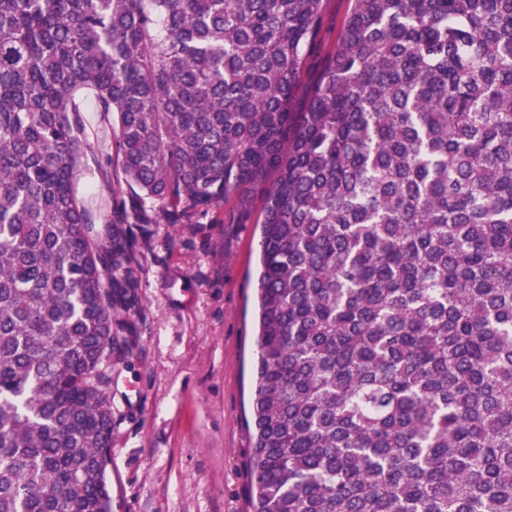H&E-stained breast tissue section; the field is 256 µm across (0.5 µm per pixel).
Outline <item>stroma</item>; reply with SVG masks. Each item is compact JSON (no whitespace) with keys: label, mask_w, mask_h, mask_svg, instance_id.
Wrapping results in <instances>:
<instances>
[{"label":"stroma","mask_w":512,"mask_h":512,"mask_svg":"<svg viewBox=\"0 0 512 512\" xmlns=\"http://www.w3.org/2000/svg\"><path fill=\"white\" fill-rule=\"evenodd\" d=\"M350 0H323L305 49L310 87L334 48ZM87 151L77 191L96 220L124 190L115 128L83 100ZM268 185L181 224L158 214L131 227L139 285L129 357L104 363L112 378V512H247L258 224Z\"/></svg>","instance_id":"1"}]
</instances>
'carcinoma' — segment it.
<instances>
[{
    "label": "carcinoma",
    "instance_id": "obj_1",
    "mask_svg": "<svg viewBox=\"0 0 512 512\" xmlns=\"http://www.w3.org/2000/svg\"><path fill=\"white\" fill-rule=\"evenodd\" d=\"M0 0V512H112L129 215L77 195L79 96L176 224L272 174L250 512H512V0ZM350 0H323L322 24L316 38L305 48L302 88L295 99V111L302 109L308 88L316 81L328 54L334 48L341 23L349 11Z\"/></svg>",
    "mask_w": 512,
    "mask_h": 512
}]
</instances>
